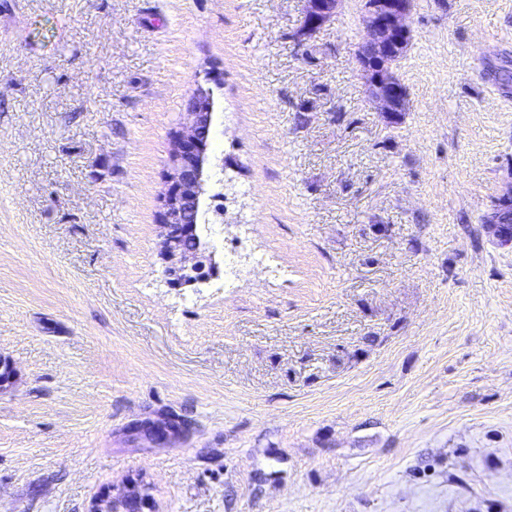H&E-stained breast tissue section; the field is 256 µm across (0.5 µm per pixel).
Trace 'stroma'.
Instances as JSON below:
<instances>
[{
    "mask_svg": "<svg viewBox=\"0 0 512 512\" xmlns=\"http://www.w3.org/2000/svg\"><path fill=\"white\" fill-rule=\"evenodd\" d=\"M0 0V512H512V0H413L380 111L362 0ZM246 223L166 288L196 86ZM186 420L155 445L132 423ZM308 8L305 13L304 28L306 34H311L320 24L330 20L336 14L341 0H307Z\"/></svg>",
    "mask_w": 512,
    "mask_h": 512,
    "instance_id": "obj_1",
    "label": "stroma"
}]
</instances>
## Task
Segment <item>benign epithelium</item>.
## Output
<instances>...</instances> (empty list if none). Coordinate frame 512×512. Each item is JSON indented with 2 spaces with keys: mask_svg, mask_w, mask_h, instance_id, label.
Segmentation results:
<instances>
[{
  "mask_svg": "<svg viewBox=\"0 0 512 512\" xmlns=\"http://www.w3.org/2000/svg\"><path fill=\"white\" fill-rule=\"evenodd\" d=\"M307 2L304 28L310 34L334 17L341 0ZM363 12L365 37L357 54L361 72L380 110L401 112L406 106L402 83L396 73L377 62V57L401 48L410 37V0H364ZM186 116L187 122L175 133L174 159L161 195L159 252L164 262V282L175 290L203 284L216 275L207 247L186 250L181 245L183 238L195 232L196 222L189 221V217L200 211L210 187L211 161L201 152V138L207 135L213 118L210 90L198 88ZM137 431L152 443L183 434L182 427L175 423L167 433L147 423Z\"/></svg>",
  "mask_w": 512,
  "mask_h": 512,
  "instance_id": "7a95c632",
  "label": "benign epithelium"
}]
</instances>
